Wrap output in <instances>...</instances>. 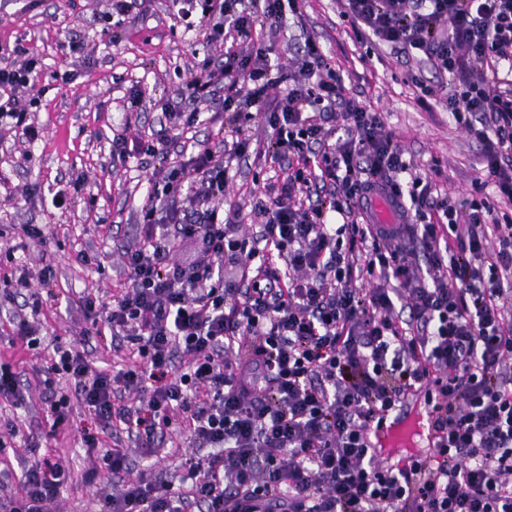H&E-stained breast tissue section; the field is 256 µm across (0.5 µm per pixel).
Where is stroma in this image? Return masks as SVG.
I'll list each match as a JSON object with an SVG mask.
<instances>
[{
    "label": "stroma",
    "instance_id": "stroma-1",
    "mask_svg": "<svg viewBox=\"0 0 512 512\" xmlns=\"http://www.w3.org/2000/svg\"><path fill=\"white\" fill-rule=\"evenodd\" d=\"M109 0H9L0 8V45H20L44 59L37 80L41 104L34 113L44 134L28 143L8 126H0V319L20 313L25 297L15 278L17 267L30 270L52 261L57 300L48 301L34 320L47 337H59L84 352L94 366L122 362L127 344L114 345L85 337L90 327L76 301L80 292L111 296L126 279V248L138 241L140 206L148 188V169L139 160L113 165L108 139L112 134L138 135L149 140L165 123L163 107L184 87L210 56L199 28H187L171 0H143L134 18L117 21L109 15ZM300 17L286 18L271 56L277 76L287 80L296 69L295 56L306 38L319 41L340 68L347 95L357 104L375 108L386 130L392 131L414 170L432 175L440 197L467 198L480 172V145L456 127L442 105L416 100L411 76L436 81L429 63L406 60L373 40H356L340 16L338 0H304ZM83 40L84 50L62 55L58 45L67 35ZM71 70L76 80L61 84L53 72ZM140 99L131 102L129 90ZM85 177L87 190L57 208L58 189ZM281 177L255 158L234 160L227 173L225 201L235 203L250 190L279 189ZM29 189V204L16 206L8 197ZM25 224L47 225L52 238L44 245L28 239ZM47 354L0 338V359L12 362L26 385V402L12 407L0 401V422L12 419L19 428L11 449L0 455V502L20 492L23 462L15 451L29 436H48L50 425L42 401L40 369ZM90 414L75 409L68 430L50 438L52 453L72 470V479L57 502V512H96L93 489L82 482L98 466L86 454L83 432L96 430ZM127 449L131 476L147 482L172 479L178 457L159 460L144 453L127 432L118 434Z\"/></svg>",
    "mask_w": 512,
    "mask_h": 512
}]
</instances>
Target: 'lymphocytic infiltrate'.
Here are the masks:
<instances>
[{
  "label": "lymphocytic infiltrate",
  "instance_id": "obj_1",
  "mask_svg": "<svg viewBox=\"0 0 512 512\" xmlns=\"http://www.w3.org/2000/svg\"><path fill=\"white\" fill-rule=\"evenodd\" d=\"M174 2L197 14L216 55L170 103L167 132L112 138L114 159L155 166L127 283L111 302L80 303L122 331L132 357L95 370L59 344L43 368L51 433L75 403L99 427L82 437L101 462L84 476L98 512H512V224L483 197L491 185L512 203V0H342L357 35L449 77L420 91L444 98L481 145L463 212L409 176L379 112L345 100L343 74L315 42L298 53L302 82L269 103L278 23L301 0ZM13 52L0 66V124L34 142L42 62ZM206 104L224 114L233 157L248 156L257 115L271 130L266 160L304 161L255 198L254 235L223 203V155L197 141L188 159L171 158L174 132ZM315 175L331 189L302 205ZM378 186L399 209L389 230L369 215ZM187 243L196 255L184 263ZM411 395L434 411L438 441L413 464L385 465L369 428ZM116 418L150 454L175 426L206 453L180 449L173 481L132 479L125 450L99 438ZM70 478L38 458L8 512H50Z\"/></svg>",
  "mask_w": 512,
  "mask_h": 512
}]
</instances>
